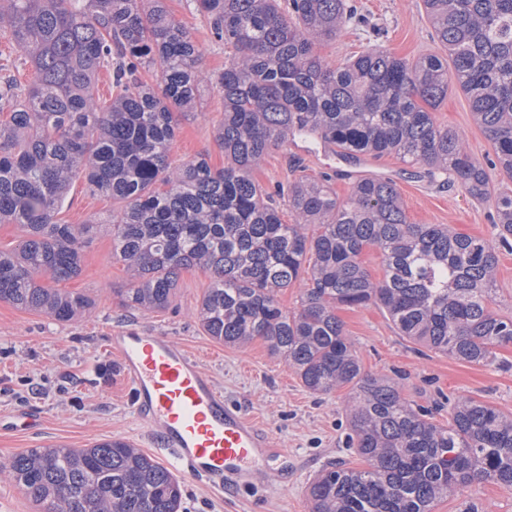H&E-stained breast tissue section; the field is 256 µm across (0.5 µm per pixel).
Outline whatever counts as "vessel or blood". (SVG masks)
I'll use <instances>...</instances> for the list:
<instances>
[{"mask_svg": "<svg viewBox=\"0 0 512 512\" xmlns=\"http://www.w3.org/2000/svg\"><path fill=\"white\" fill-rule=\"evenodd\" d=\"M109 346L138 417L157 438L158 451L190 479L223 487L247 479L275 456L269 434L224 401L211 377L170 337L140 328L114 330Z\"/></svg>", "mask_w": 512, "mask_h": 512, "instance_id": "b4317fda", "label": "vessel or blood"}]
</instances>
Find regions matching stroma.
<instances>
[{
    "label": "stroma",
    "mask_w": 512,
    "mask_h": 512,
    "mask_svg": "<svg viewBox=\"0 0 512 512\" xmlns=\"http://www.w3.org/2000/svg\"><path fill=\"white\" fill-rule=\"evenodd\" d=\"M355 2L382 35L377 38L352 26L342 29L335 39L317 47L331 63H343L376 42L410 60L441 53L423 0ZM166 5L201 47L204 68L213 74L222 72L230 53L214 40L193 0H167ZM223 110L222 98L205 90L199 113L181 117L171 150L175 162L204 157L213 168L223 167L224 153L213 136ZM433 116L438 124L465 133L472 153L487 163L495 190L512 192V178L493 165L491 144L458 87H449L447 99ZM358 169V162L341 157L335 146L298 139L270 150L254 176L267 188L292 181L302 171L312 177L328 172L334 174L332 186L343 198L351 186L350 175ZM369 169L396 185L411 223L446 224L470 236H493L492 202L472 199L460 183L430 181L422 168L393 156L371 159ZM111 209V200L90 194L78 181L58 218L83 224L103 219ZM111 250L109 238H94L83 250L80 275L63 283L65 289L89 293L96 301L91 313L79 320L60 322L0 303V456L51 445L86 448L108 439L128 441L156 456L155 435L136 415L120 359L108 347L113 330L141 326L182 345L212 376L225 401L267 431L275 447L288 451L287 457L265 460L264 484L259 488L221 492L184 479L180 512H310L307 488L328 462L360 466L359 457L345 446L350 428L346 390L309 391L262 341L235 348L207 336L198 319L210 283L203 270L182 273L167 309L151 313L125 309L120 291L129 287L130 277L121 263L112 260ZM338 315L364 371L402 377L407 400L432 408L436 422H447V399L458 394L512 412V344L497 349V364L484 366L451 359L401 336L377 307H344ZM27 412L39 416V429L27 430L15 423V415ZM432 512H512V489L475 483L435 503Z\"/></svg>",
    "instance_id": "obj_1"
}]
</instances>
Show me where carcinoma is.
<instances>
[{
    "mask_svg": "<svg viewBox=\"0 0 512 512\" xmlns=\"http://www.w3.org/2000/svg\"><path fill=\"white\" fill-rule=\"evenodd\" d=\"M194 2L233 50L216 77L164 0H0V29L32 68L24 89L0 75V224L19 231L15 247L0 249V302L61 322L88 312L89 295L51 283L79 275L98 234L131 273L128 309L167 308L181 272L201 268L207 335L232 347L262 340L314 393L349 388L352 447L365 467L325 468L307 489L311 512H432L474 483L512 488V414L458 395L448 423L433 422L402 382L362 370L336 315L377 306L401 335L467 363L492 365L512 343V316L493 308L512 193L495 192L465 134L433 117L458 84L512 176V0H424L448 57L410 61L374 45L341 65L317 44L368 25L348 0ZM102 69L113 91L104 106L94 95ZM204 84L224 102L214 125L221 170L170 158L181 111L197 107ZM297 137L453 177L472 198L494 199L499 240L411 223L395 184L378 178L354 181L345 199L328 174L262 187L254 171ZM78 180L120 207L100 221L59 222ZM368 249L380 255V279L363 266ZM287 288L301 290L293 310L279 301ZM0 476L44 512L181 507L178 477L121 439L28 448L0 458Z\"/></svg>",
    "mask_w": 512,
    "mask_h": 512,
    "instance_id": "carcinoma-1",
    "label": "carcinoma"
}]
</instances>
